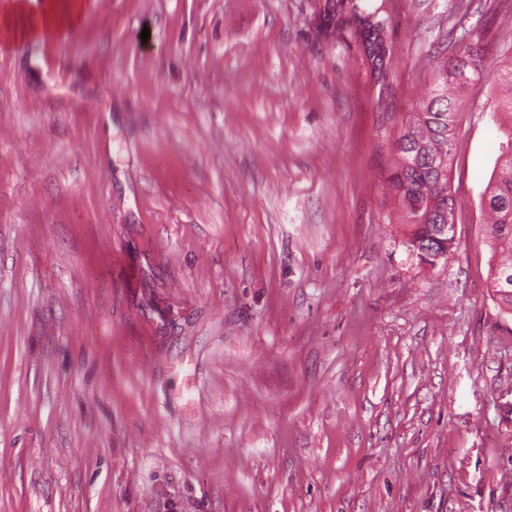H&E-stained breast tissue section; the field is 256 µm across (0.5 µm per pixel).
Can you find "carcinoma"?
<instances>
[{
  "mask_svg": "<svg viewBox=\"0 0 512 512\" xmlns=\"http://www.w3.org/2000/svg\"><path fill=\"white\" fill-rule=\"evenodd\" d=\"M340 10L352 18L365 53L383 61L390 19L387 0H343ZM500 58L508 61L507 67L490 72L480 40L461 39L458 49L436 70L432 92L416 104L394 142L397 158L389 186L409 228L406 249L417 250L428 257V264H435L445 245L433 236L432 228L455 223L450 173L464 98L474 84L493 80L499 94L492 112L508 115L511 124L504 130L506 141L500 145L481 205L490 217L487 236L497 253L490 268V287L502 310L512 313V292L501 290L503 282L512 287V248L497 250L500 242L512 245V44L501 49Z\"/></svg>",
  "mask_w": 512,
  "mask_h": 512,
  "instance_id": "carcinoma-1",
  "label": "carcinoma"
}]
</instances>
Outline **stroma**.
<instances>
[{
    "label": "stroma",
    "instance_id": "obj_1",
    "mask_svg": "<svg viewBox=\"0 0 512 512\" xmlns=\"http://www.w3.org/2000/svg\"><path fill=\"white\" fill-rule=\"evenodd\" d=\"M329 2L0 0V512H512L487 89L447 259L387 188L512 0H391L382 79Z\"/></svg>",
    "mask_w": 512,
    "mask_h": 512
}]
</instances>
